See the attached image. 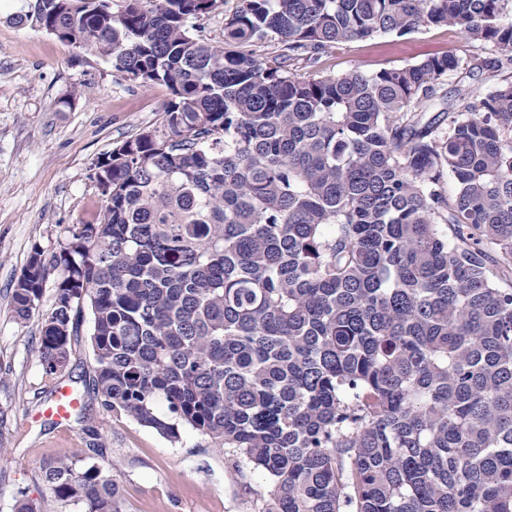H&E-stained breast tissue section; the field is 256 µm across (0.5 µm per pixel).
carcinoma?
Segmentation results:
<instances>
[{
  "label": "carcinoma",
  "instance_id": "obj_1",
  "mask_svg": "<svg viewBox=\"0 0 512 512\" xmlns=\"http://www.w3.org/2000/svg\"><path fill=\"white\" fill-rule=\"evenodd\" d=\"M34 0L44 25L172 98L96 164L104 206L36 247L11 306L47 375L91 312L101 405L192 429L270 481L263 512H512V79L426 119L453 53L373 74L288 62L450 25L512 65V0ZM277 47L273 62L261 50ZM455 182L451 195L440 185ZM501 267L487 266V252ZM53 500L123 512L112 468L43 462ZM235 3V0H227L223 10L211 13L197 21L199 28L195 33L213 44H221L224 41V16L231 12Z\"/></svg>",
  "mask_w": 512,
  "mask_h": 512
}]
</instances>
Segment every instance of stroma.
<instances>
[{
  "label": "stroma",
  "mask_w": 512,
  "mask_h": 512,
  "mask_svg": "<svg viewBox=\"0 0 512 512\" xmlns=\"http://www.w3.org/2000/svg\"><path fill=\"white\" fill-rule=\"evenodd\" d=\"M19 6L20 0H0V512H14L20 494L45 496L41 463L79 450L113 467L123 512H263L269 482L257 472H237L233 449L216 448L190 429L172 443L101 406L90 316L71 338L65 371L45 375L37 357L41 316L52 307L61 271L44 283L39 315L20 321L11 312L13 286L33 248L59 252L74 226L102 209L97 161L159 128L172 97L167 85L142 86L93 53L9 22ZM448 51L479 67L467 79L448 75L443 98L427 109L433 117L462 90H485L498 80L497 52L464 40L453 26L354 40L313 63L292 60L290 70L302 77L371 74ZM62 387L81 397L66 420L50 412Z\"/></svg>",
  "instance_id": "35a3bbf8"
}]
</instances>
